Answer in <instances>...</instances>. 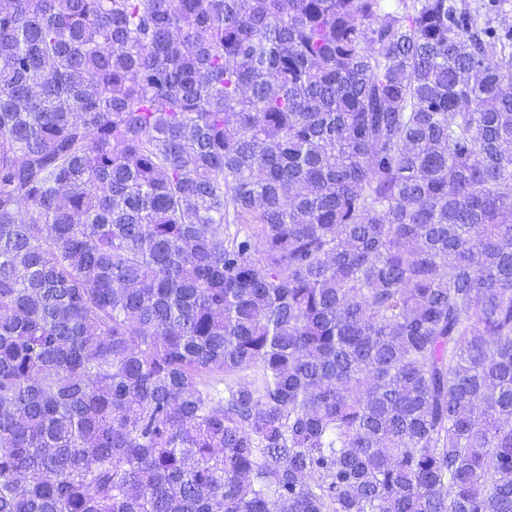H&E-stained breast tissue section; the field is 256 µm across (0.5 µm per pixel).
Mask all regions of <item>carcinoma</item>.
I'll list each match as a JSON object with an SVG mask.
<instances>
[{
    "instance_id": "carcinoma-1",
    "label": "carcinoma",
    "mask_w": 512,
    "mask_h": 512,
    "mask_svg": "<svg viewBox=\"0 0 512 512\" xmlns=\"http://www.w3.org/2000/svg\"><path fill=\"white\" fill-rule=\"evenodd\" d=\"M500 8L0 0V512H512Z\"/></svg>"
}]
</instances>
